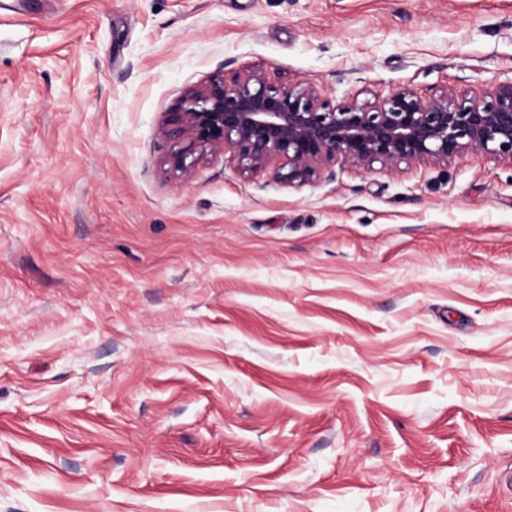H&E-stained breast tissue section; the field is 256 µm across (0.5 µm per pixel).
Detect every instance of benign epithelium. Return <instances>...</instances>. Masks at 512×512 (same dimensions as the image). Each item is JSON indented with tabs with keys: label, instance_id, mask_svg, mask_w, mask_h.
<instances>
[{
	"label": "benign epithelium",
	"instance_id": "obj_1",
	"mask_svg": "<svg viewBox=\"0 0 512 512\" xmlns=\"http://www.w3.org/2000/svg\"><path fill=\"white\" fill-rule=\"evenodd\" d=\"M185 135L189 144L169 154L175 171L190 172L198 152H230L245 173L278 157L276 179L289 186L320 177L338 159L364 169L446 165L468 155L512 163V81L486 97L403 87L374 102L336 105L309 82L278 83L247 66L189 89L167 113L165 138Z\"/></svg>",
	"mask_w": 512,
	"mask_h": 512
}]
</instances>
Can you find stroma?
<instances>
[{
	"mask_svg": "<svg viewBox=\"0 0 512 512\" xmlns=\"http://www.w3.org/2000/svg\"><path fill=\"white\" fill-rule=\"evenodd\" d=\"M0 512H512V163L171 172L259 65L333 103L512 79V0L0 9Z\"/></svg>",
	"mask_w": 512,
	"mask_h": 512,
	"instance_id": "obj_1",
	"label": "stroma"
}]
</instances>
